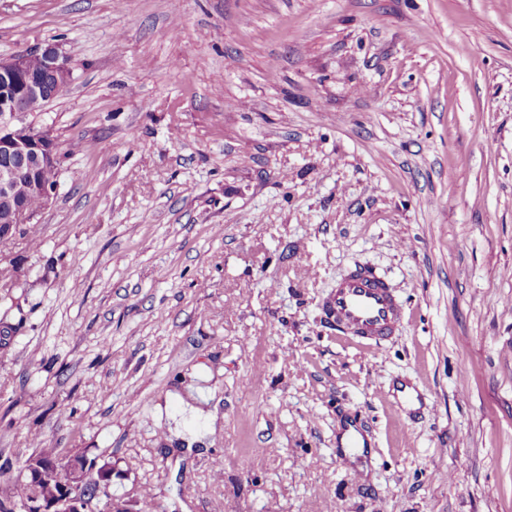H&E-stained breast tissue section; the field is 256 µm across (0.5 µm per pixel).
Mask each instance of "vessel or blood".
I'll use <instances>...</instances> for the list:
<instances>
[{
  "mask_svg": "<svg viewBox=\"0 0 512 512\" xmlns=\"http://www.w3.org/2000/svg\"><path fill=\"white\" fill-rule=\"evenodd\" d=\"M324 312L342 332L381 341L402 320V307L388 283L365 267L354 268L323 304Z\"/></svg>",
  "mask_w": 512,
  "mask_h": 512,
  "instance_id": "1",
  "label": "vessel or blood"
}]
</instances>
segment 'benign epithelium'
<instances>
[{"mask_svg":"<svg viewBox=\"0 0 512 512\" xmlns=\"http://www.w3.org/2000/svg\"><path fill=\"white\" fill-rule=\"evenodd\" d=\"M38 59L40 70L30 66ZM72 81V66L59 46L48 43L35 49L0 58V203L9 211L3 224H30L37 212L27 200L39 195L49 200L55 185L40 178L42 171L59 162V146L47 130H37L22 122V116L37 110L44 101L67 91ZM62 458L33 456L23 472L30 483L44 482L53 463ZM77 481L53 502L38 498L27 503L26 512H89L91 503L81 494V487L98 483L108 489L112 477L88 458L70 460Z\"/></svg>","mask_w":512,"mask_h":512,"instance_id":"1","label":"benign epithelium"}]
</instances>
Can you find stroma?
I'll return each mask as SVG.
<instances>
[{"label": "stroma", "instance_id": "stroma-1", "mask_svg": "<svg viewBox=\"0 0 512 512\" xmlns=\"http://www.w3.org/2000/svg\"><path fill=\"white\" fill-rule=\"evenodd\" d=\"M46 43L0 499L55 448L131 512H512V0H0V56ZM358 265L403 305L378 346L322 311ZM177 388L218 404L190 447Z\"/></svg>", "mask_w": 512, "mask_h": 512}]
</instances>
